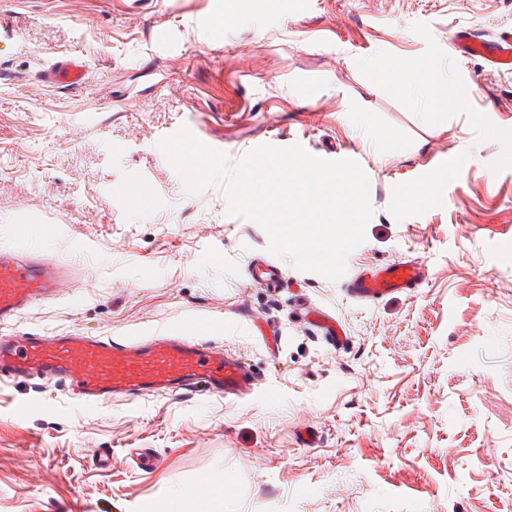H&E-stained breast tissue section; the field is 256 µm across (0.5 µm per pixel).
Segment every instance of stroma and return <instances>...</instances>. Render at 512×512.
<instances>
[{"label":"stroma","mask_w":512,"mask_h":512,"mask_svg":"<svg viewBox=\"0 0 512 512\" xmlns=\"http://www.w3.org/2000/svg\"><path fill=\"white\" fill-rule=\"evenodd\" d=\"M459 26L512 27V0H275L259 16L241 0H0V246H37L76 283L20 327L203 336L260 382L234 402L104 406L1 387L0 512H183L199 485L222 489L223 512H512V73L456 55ZM65 51L88 79L47 88ZM409 63L439 65L459 109L429 114L375 73ZM183 125L233 161L297 143L357 161L373 215L345 277L274 257L219 188L188 195L158 147ZM140 179L144 205L113 194ZM398 260L425 281L351 296L348 276ZM262 261L280 287L245 283ZM309 304L343 342L306 323ZM134 448L158 467L135 469Z\"/></svg>","instance_id":"1"}]
</instances>
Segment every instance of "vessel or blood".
Instances as JSON below:
<instances>
[{
  "mask_svg": "<svg viewBox=\"0 0 512 512\" xmlns=\"http://www.w3.org/2000/svg\"><path fill=\"white\" fill-rule=\"evenodd\" d=\"M452 45L463 56L480 58L490 69L512 71L511 28L488 39L460 28L452 33ZM87 68L83 56L64 52L42 71L41 80L51 87L75 88L83 84ZM245 279L252 287L280 284L279 270L271 263L247 267ZM424 279L421 264L395 261L353 277L349 288L353 297L368 302L417 287ZM71 286L57 261L40 250L22 253L0 247V383L48 379L88 404L161 392H202L234 401L253 392L255 378L243 361L197 336H86L76 330L17 329L26 311L56 299Z\"/></svg>",
  "mask_w": 512,
  "mask_h": 512,
  "instance_id": "1",
  "label": "vessel or blood"
}]
</instances>
